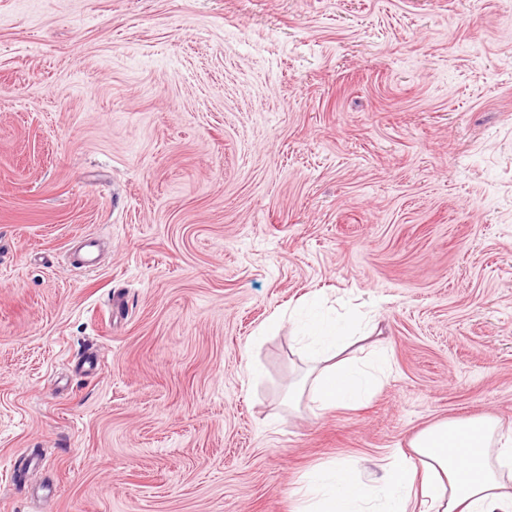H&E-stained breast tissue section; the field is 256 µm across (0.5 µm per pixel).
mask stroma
<instances>
[{"mask_svg":"<svg viewBox=\"0 0 512 512\" xmlns=\"http://www.w3.org/2000/svg\"><path fill=\"white\" fill-rule=\"evenodd\" d=\"M313 297L388 360L360 408L288 405ZM481 416L512 422V0H0V512H293Z\"/></svg>","mask_w":512,"mask_h":512,"instance_id":"1","label":"stroma"}]
</instances>
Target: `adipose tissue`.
Listing matches in <instances>:
<instances>
[{"mask_svg": "<svg viewBox=\"0 0 512 512\" xmlns=\"http://www.w3.org/2000/svg\"><path fill=\"white\" fill-rule=\"evenodd\" d=\"M302 331L313 366L300 396L322 412L372 397L385 361L344 359L348 337L318 313ZM409 446L365 481L333 465L307 471L296 512H512V434L499 420L438 421L417 432Z\"/></svg>", "mask_w": 512, "mask_h": 512, "instance_id": "adipose-tissue-1", "label": "adipose tissue"}]
</instances>
